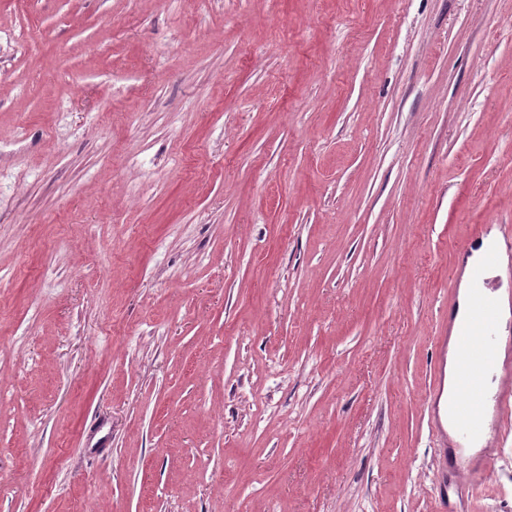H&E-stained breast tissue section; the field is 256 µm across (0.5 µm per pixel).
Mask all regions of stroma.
Masks as SVG:
<instances>
[{"label": "stroma", "mask_w": 512, "mask_h": 512, "mask_svg": "<svg viewBox=\"0 0 512 512\" xmlns=\"http://www.w3.org/2000/svg\"><path fill=\"white\" fill-rule=\"evenodd\" d=\"M482 224L512 0H0V512H436Z\"/></svg>", "instance_id": "1"}]
</instances>
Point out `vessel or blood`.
Instances as JSON below:
<instances>
[{"label": "vessel or blood", "mask_w": 512, "mask_h": 512, "mask_svg": "<svg viewBox=\"0 0 512 512\" xmlns=\"http://www.w3.org/2000/svg\"><path fill=\"white\" fill-rule=\"evenodd\" d=\"M512 236L501 235L498 244L485 251L470 269L455 268L454 278L469 277L477 292L465 319L449 320L447 332L437 336L435 372L445 367L449 338H456L460 353L458 394L452 404L455 441H440L436 482L437 512H468L488 481V469L481 459L469 458L462 450L485 432L484 414L494 411L497 424L512 419V358H501L500 330L503 301L500 283L512 284Z\"/></svg>", "instance_id": "vessel-or-blood-1"}]
</instances>
